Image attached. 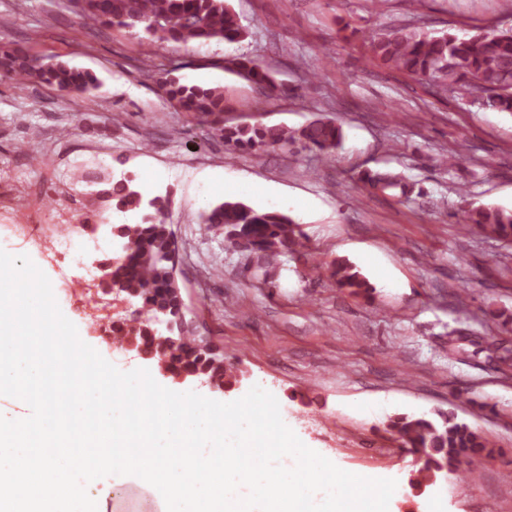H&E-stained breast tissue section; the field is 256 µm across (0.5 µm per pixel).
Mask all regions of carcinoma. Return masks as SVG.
Masks as SVG:
<instances>
[{
  "label": "carcinoma",
  "instance_id": "1",
  "mask_svg": "<svg viewBox=\"0 0 512 512\" xmlns=\"http://www.w3.org/2000/svg\"><path fill=\"white\" fill-rule=\"evenodd\" d=\"M81 12L85 26L98 24L136 30L151 43L183 46L246 37V30L226 0H70ZM373 57L383 64L423 80L434 81L452 93L468 94L478 87L487 92L486 107L512 112V30L478 32L458 36L450 32L431 34L407 26L394 28L369 41ZM234 70L264 91H277L266 70L250 57L233 60ZM21 77L52 85L66 93L88 92L99 85L92 72L62 61H48L29 50L15 47L0 53V78ZM163 94L182 112L194 113L224 143L239 149L268 151L295 143L323 155L337 149L342 129L332 120L316 119L288 131L282 126L224 124V91L220 87L181 84L173 78L159 81ZM364 183L375 192H397L409 198L413 186L401 174L377 171L365 174ZM112 202V228L128 250L103 261L100 275L112 280L117 295L133 298L138 308L119 326L121 338L135 335L153 353V359L195 374V379L220 387L232 384V364L224 363V350L206 349L203 339L191 329L175 330L169 336L150 335L147 327L160 316L177 321L179 307L170 290L173 272L171 254L179 249L166 224L168 196L144 191L132 173L100 190ZM472 229L512 244V209L484 205L463 213ZM209 228L224 227V243L234 251L256 259V269L269 275L279 259L304 248L301 225L280 211L256 210L242 201L223 199L202 214ZM330 277L339 289L352 294L365 292L368 281L347 262L332 265ZM402 449L420 463L409 484L419 490L433 485L448 470L460 475L490 457L482 432L462 422L450 411L438 410L420 417L397 415L388 422Z\"/></svg>",
  "mask_w": 512,
  "mask_h": 512
}]
</instances>
